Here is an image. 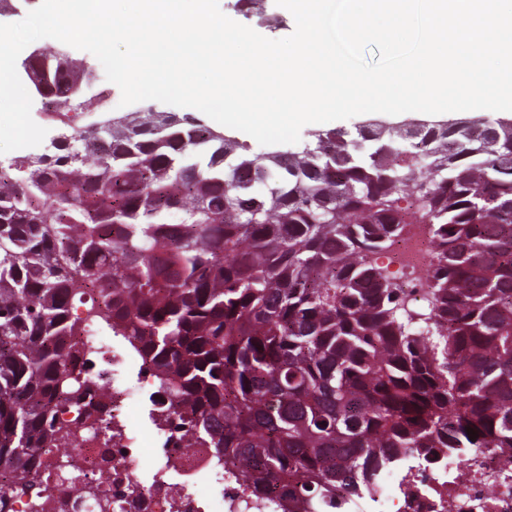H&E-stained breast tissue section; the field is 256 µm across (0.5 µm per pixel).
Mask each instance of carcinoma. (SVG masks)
<instances>
[{
	"label": "carcinoma",
	"mask_w": 512,
	"mask_h": 512,
	"mask_svg": "<svg viewBox=\"0 0 512 512\" xmlns=\"http://www.w3.org/2000/svg\"><path fill=\"white\" fill-rule=\"evenodd\" d=\"M21 68L53 115L86 108L69 53ZM310 137L253 152L148 107L0 162V512L106 433L93 336L128 341L161 420L267 512H330L408 452L512 464V123ZM411 224L434 250L403 281L379 260Z\"/></svg>",
	"instance_id": "obj_1"
}]
</instances>
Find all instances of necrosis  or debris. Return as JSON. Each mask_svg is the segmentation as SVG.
Segmentation results:
<instances>
[{"label":"necrosis or debris","mask_w":512,"mask_h":512,"mask_svg":"<svg viewBox=\"0 0 512 512\" xmlns=\"http://www.w3.org/2000/svg\"><path fill=\"white\" fill-rule=\"evenodd\" d=\"M432 251L425 225H414L391 253L392 264L421 268ZM135 350L104 347L90 358L112 392V436L79 430L53 449L57 469L40 487L62 512H245L253 490L229 474L218 478L211 449L181 447L163 422L152 433L132 423L139 399L123 379ZM336 512H512V468L483 448L425 462L406 457L380 469L370 489L349 496Z\"/></svg>","instance_id":"1"}]
</instances>
